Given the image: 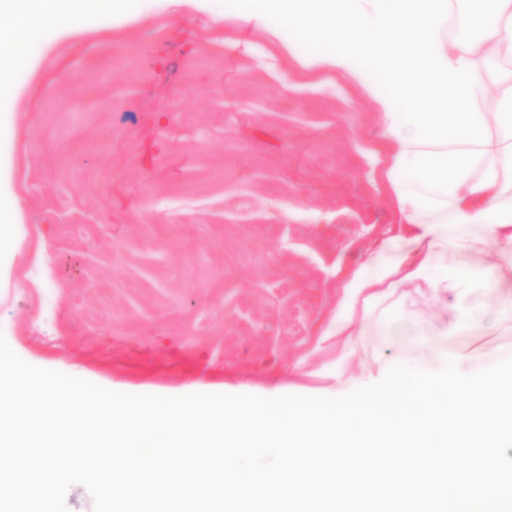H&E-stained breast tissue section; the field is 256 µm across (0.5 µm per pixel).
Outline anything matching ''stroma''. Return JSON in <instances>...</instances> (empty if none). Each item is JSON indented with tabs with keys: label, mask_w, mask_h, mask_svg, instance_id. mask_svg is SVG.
Returning <instances> with one entry per match:
<instances>
[{
	"label": "stroma",
	"mask_w": 512,
	"mask_h": 512,
	"mask_svg": "<svg viewBox=\"0 0 512 512\" xmlns=\"http://www.w3.org/2000/svg\"><path fill=\"white\" fill-rule=\"evenodd\" d=\"M10 182L26 229L0 335L26 362L170 394L197 382L318 395L452 344L512 349L503 299L444 341L452 295L411 284L355 354L329 328L393 207L371 106L301 73L224 0L51 32L16 76Z\"/></svg>",
	"instance_id": "obj_1"
}]
</instances>
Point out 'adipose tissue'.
Wrapping results in <instances>:
<instances>
[{
  "label": "adipose tissue",
  "mask_w": 512,
  "mask_h": 512,
  "mask_svg": "<svg viewBox=\"0 0 512 512\" xmlns=\"http://www.w3.org/2000/svg\"><path fill=\"white\" fill-rule=\"evenodd\" d=\"M165 0H0V102L15 92L28 52L51 29L79 28L90 16L122 21ZM224 0L227 19L265 31L301 70L343 78L376 112L383 168L396 219L346 285V316L331 333L353 349L375 308L402 285L453 291L450 336L478 325L474 290L512 279L462 263L466 252L512 248V80L497 84L499 112L485 109L491 62L512 60V0ZM25 235L13 201L9 153L0 149V284L8 285Z\"/></svg>",
  "instance_id": "ef3b65f1"
}]
</instances>
